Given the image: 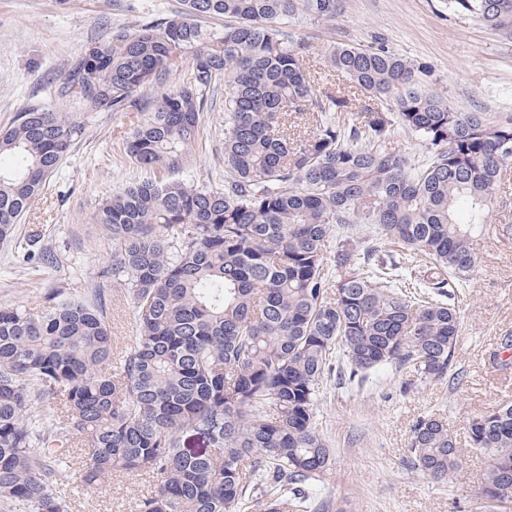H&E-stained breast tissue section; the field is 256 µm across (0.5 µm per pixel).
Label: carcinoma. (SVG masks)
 Segmentation results:
<instances>
[{"mask_svg":"<svg viewBox=\"0 0 512 512\" xmlns=\"http://www.w3.org/2000/svg\"><path fill=\"white\" fill-rule=\"evenodd\" d=\"M344 2L181 0L71 66L63 94L82 111L135 114L126 152L144 168L191 164L224 88V187L146 180L97 212L112 238L105 282L126 287L137 333L118 366L111 289L0 307V512H69L62 477L91 489L115 472L159 478L132 512H292L332 466L316 420L326 376L362 386L389 369L420 381L452 370L453 289L512 169V114L456 110L425 65L380 43H334L314 61L291 19L332 21ZM448 13L512 38V0H448ZM396 126L426 154L392 147ZM84 130L80 114L38 105L0 129V240ZM417 258L420 294L399 272ZM511 350L503 337L497 369L512 368ZM46 398L49 417L36 412ZM468 438L488 459L482 497L512 502V400L472 419ZM407 448L435 481L459 467L442 417L417 418Z\"/></svg>","mask_w":512,"mask_h":512,"instance_id":"carcinoma-1","label":"carcinoma"}]
</instances>
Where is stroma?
<instances>
[{"instance_id":"obj_1","label":"stroma","mask_w":512,"mask_h":512,"mask_svg":"<svg viewBox=\"0 0 512 512\" xmlns=\"http://www.w3.org/2000/svg\"><path fill=\"white\" fill-rule=\"evenodd\" d=\"M180 0H0V127L26 106L74 112L60 96L72 61L91 44L107 43L113 27L134 28L179 9ZM291 24L322 53L334 41L369 46L384 41L390 51L426 63L449 103L467 112L512 113V41L467 16L448 13L446 0H345L335 22ZM131 122L120 112H95L83 136L33 198L12 238L0 240V307L42 306L57 286L98 287L102 267L112 262V239L95 214L126 186L151 180L155 171L125 155ZM194 162L178 176L200 186L224 185V94L208 100ZM494 225L477 244L478 264L459 290L462 316L453 365L460 381L416 382L402 391V375L389 372L362 387L328 382L321 394L318 427L334 463L321 477V501L346 512H482L480 486L488 460L467 441L470 420L512 400V370L494 371L490 356L512 336V172L496 190ZM34 239L55 263H26L17 241ZM115 355L136 336L131 301L113 286L108 316ZM447 418L462 450L451 482H435L414 470L406 443L417 417ZM76 476L60 489L71 512H131L133 502L155 490L153 475L116 473L102 487L82 490Z\"/></svg>"}]
</instances>
